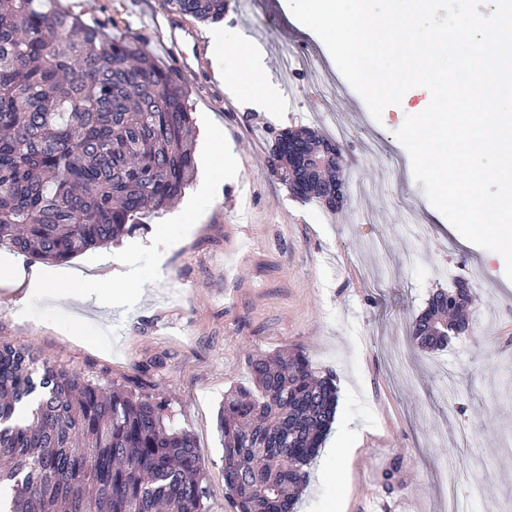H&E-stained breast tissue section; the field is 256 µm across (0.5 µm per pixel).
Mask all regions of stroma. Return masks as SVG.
<instances>
[{"instance_id": "35a3bbf8", "label": "stroma", "mask_w": 512, "mask_h": 512, "mask_svg": "<svg viewBox=\"0 0 512 512\" xmlns=\"http://www.w3.org/2000/svg\"><path fill=\"white\" fill-rule=\"evenodd\" d=\"M162 0H82L81 19L138 36L187 92L197 180L219 128L236 177L215 182L189 224L175 202L112 245L69 260L106 275L122 252L143 280L134 301L108 294L60 302L52 289L0 290V339L27 346L105 385L168 399L172 423L194 439L206 512H232L224 487L218 412L251 383L249 358L301 350L333 376L336 418L309 468L297 512H503L512 506V279L505 264L475 287L468 333L427 352L406 333L439 289L469 278L486 252L429 202L396 137L400 118L374 120L322 40L281 0H230L226 27L265 61L282 106L263 112L213 78L210 56L185 46L176 64L160 45ZM307 56L298 70L286 52ZM332 136L350 184L337 207L294 195L267 166L278 133ZM383 184L361 196L357 185ZM169 224L161 233V224Z\"/></svg>"}]
</instances>
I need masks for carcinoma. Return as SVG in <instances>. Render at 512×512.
Here are the masks:
<instances>
[{
	"instance_id": "1",
	"label": "carcinoma",
	"mask_w": 512,
	"mask_h": 512,
	"mask_svg": "<svg viewBox=\"0 0 512 512\" xmlns=\"http://www.w3.org/2000/svg\"><path fill=\"white\" fill-rule=\"evenodd\" d=\"M203 23L226 0H163ZM326 137L283 132L268 165L304 199L326 200L336 157ZM197 167L184 89L145 57L58 0H0V246L62 263L132 233L141 210L169 207ZM470 293L441 290L410 326L422 348L434 328L468 331ZM252 385L224 396L218 428L233 512H295L337 407L329 376L299 351L249 360ZM168 400L109 389L31 349L0 340V512H204L192 436Z\"/></svg>"
}]
</instances>
